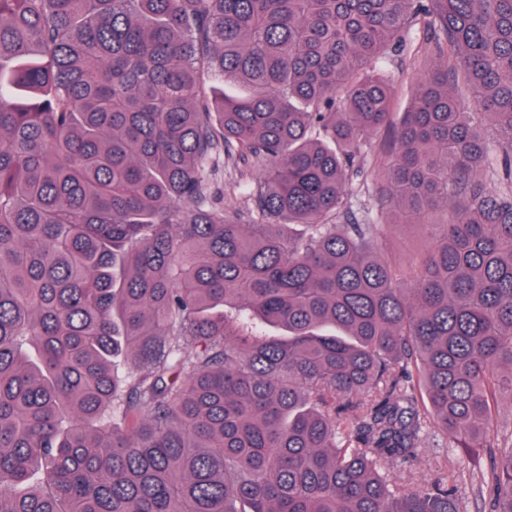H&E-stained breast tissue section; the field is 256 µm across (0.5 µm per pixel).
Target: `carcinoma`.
Instances as JSON below:
<instances>
[{
	"label": "carcinoma",
	"mask_w": 512,
	"mask_h": 512,
	"mask_svg": "<svg viewBox=\"0 0 512 512\" xmlns=\"http://www.w3.org/2000/svg\"><path fill=\"white\" fill-rule=\"evenodd\" d=\"M388 52L432 63L397 126ZM388 130L411 272L347 205ZM504 394L512 0H0V512H458L382 470L495 447ZM429 230L414 224H399L387 230L385 250L396 263L407 267L424 251Z\"/></svg>",
	"instance_id": "carcinoma-1"
}]
</instances>
